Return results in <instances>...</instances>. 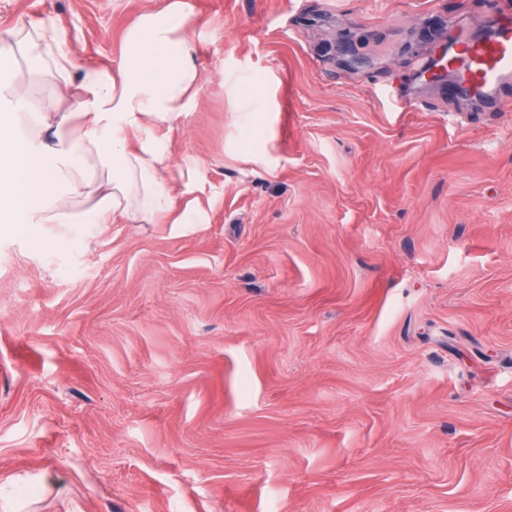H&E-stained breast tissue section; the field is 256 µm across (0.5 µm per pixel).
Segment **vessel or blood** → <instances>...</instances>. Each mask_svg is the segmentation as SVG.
<instances>
[{
    "mask_svg": "<svg viewBox=\"0 0 512 512\" xmlns=\"http://www.w3.org/2000/svg\"><path fill=\"white\" fill-rule=\"evenodd\" d=\"M510 12L512 0H490L487 34L450 33L448 63L458 74L454 87L457 94L491 97L512 80V27L502 20Z\"/></svg>",
    "mask_w": 512,
    "mask_h": 512,
    "instance_id": "vessel-or-blood-1",
    "label": "vessel or blood"
}]
</instances>
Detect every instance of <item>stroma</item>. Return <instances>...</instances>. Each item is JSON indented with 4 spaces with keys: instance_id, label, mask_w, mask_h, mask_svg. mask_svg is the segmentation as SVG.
I'll use <instances>...</instances> for the list:
<instances>
[{
    "instance_id": "obj_1",
    "label": "stroma",
    "mask_w": 512,
    "mask_h": 512,
    "mask_svg": "<svg viewBox=\"0 0 512 512\" xmlns=\"http://www.w3.org/2000/svg\"><path fill=\"white\" fill-rule=\"evenodd\" d=\"M164 0H0L108 72ZM194 224L0 221V512H512V112L428 77L489 0H191Z\"/></svg>"
}]
</instances>
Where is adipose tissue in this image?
<instances>
[{"mask_svg":"<svg viewBox=\"0 0 512 512\" xmlns=\"http://www.w3.org/2000/svg\"><path fill=\"white\" fill-rule=\"evenodd\" d=\"M190 0L142 13L123 37L116 69L87 67L72 108L0 111V211L16 230L42 224L192 221L176 210L181 185L163 173L151 128L174 125L201 83Z\"/></svg>","mask_w":512,"mask_h":512,"instance_id":"ef3b65f1","label":"adipose tissue"}]
</instances>
